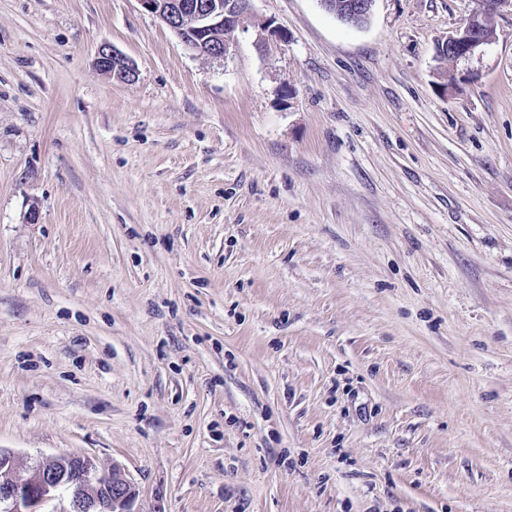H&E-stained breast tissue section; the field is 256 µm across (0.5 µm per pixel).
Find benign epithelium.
I'll list each match as a JSON object with an SVG mask.
<instances>
[{"mask_svg":"<svg viewBox=\"0 0 512 512\" xmlns=\"http://www.w3.org/2000/svg\"><path fill=\"white\" fill-rule=\"evenodd\" d=\"M141 6L172 29L191 51L212 59L224 58L230 49L228 36L250 10L251 0H138ZM479 7L463 30L448 37V58L465 60L491 43L482 29L495 21L507 0H478ZM374 0H348L340 17L371 15ZM100 71L121 82L136 79L130 61L109 45L98 48ZM14 455L0 449V512H44L43 506L57 495L69 497L65 512H137L138 489L126 471L114 466L100 474L86 456H47L37 462L26 479L15 476Z\"/></svg>","mask_w":512,"mask_h":512,"instance_id":"7a95c632","label":"benign epithelium"}]
</instances>
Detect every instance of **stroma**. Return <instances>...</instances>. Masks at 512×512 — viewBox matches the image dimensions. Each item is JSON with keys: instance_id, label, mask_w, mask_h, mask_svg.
Listing matches in <instances>:
<instances>
[{"instance_id": "obj_1", "label": "stroma", "mask_w": 512, "mask_h": 512, "mask_svg": "<svg viewBox=\"0 0 512 512\" xmlns=\"http://www.w3.org/2000/svg\"><path fill=\"white\" fill-rule=\"evenodd\" d=\"M0 0V449L139 512H512V0ZM108 44L137 77L94 63ZM37 221H30V212ZM252 0H138L198 55L224 59ZM343 13L338 15L339 18L356 17L351 20L347 25L359 26L365 23L367 20L359 17L368 18L371 15L373 4L375 0H347ZM479 7L471 15L467 25L462 31L448 37L443 43L444 49L448 46V56L440 53L437 59L440 63H448V58L452 63L465 60L471 57L476 51L492 42L496 33V26L490 24L486 29V37L482 29L487 23L495 22L500 7L507 3V0H478Z\"/></svg>"}]
</instances>
